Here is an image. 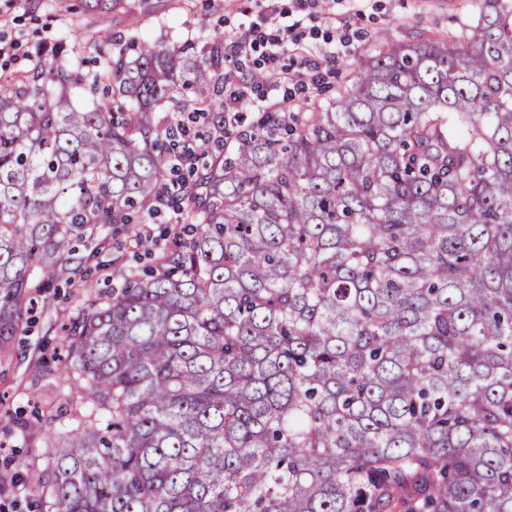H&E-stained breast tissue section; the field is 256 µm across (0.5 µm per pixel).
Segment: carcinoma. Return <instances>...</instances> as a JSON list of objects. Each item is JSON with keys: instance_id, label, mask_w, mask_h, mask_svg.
I'll return each instance as SVG.
<instances>
[{"instance_id": "obj_1", "label": "carcinoma", "mask_w": 512, "mask_h": 512, "mask_svg": "<svg viewBox=\"0 0 512 512\" xmlns=\"http://www.w3.org/2000/svg\"><path fill=\"white\" fill-rule=\"evenodd\" d=\"M108 58L0 92V345L71 241L160 214L151 106L224 145L223 42ZM188 176L195 235L66 329L49 512H512V0Z\"/></svg>"}]
</instances>
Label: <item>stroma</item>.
Segmentation results:
<instances>
[{"label":"stroma","mask_w":512,"mask_h":512,"mask_svg":"<svg viewBox=\"0 0 512 512\" xmlns=\"http://www.w3.org/2000/svg\"><path fill=\"white\" fill-rule=\"evenodd\" d=\"M482 0H342L335 9H319L306 23L305 42L312 59L325 43L347 37L335 62L336 76L321 96L333 100L351 86L356 64L392 43H412L452 35L474 23ZM269 31L263 0H0V41L14 44L0 58V75L31 74L44 62L45 49H76L82 69L99 59L100 33L117 43L148 37L173 47L193 43L197 56H208L213 40ZM76 257L86 259L87 285L67 284L55 275L46 288L32 291L33 304L22 328L0 348V512H46L34 491L39 474L54 456L47 437H60L59 427L19 423L56 413L64 387L61 358L68 327L94 293L122 283L128 265H148L124 232L109 235L104 247L88 239L74 242Z\"/></svg>","instance_id":"stroma-1"}]
</instances>
